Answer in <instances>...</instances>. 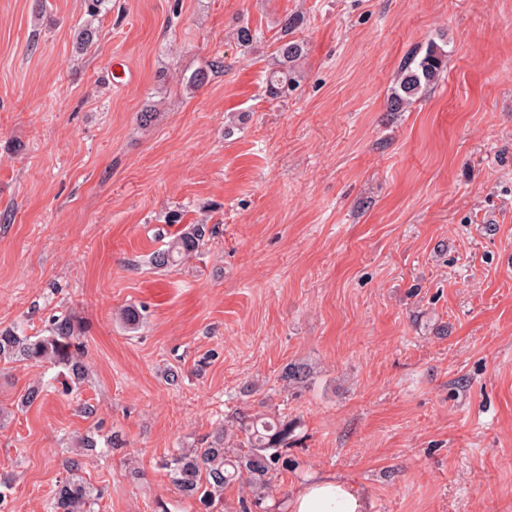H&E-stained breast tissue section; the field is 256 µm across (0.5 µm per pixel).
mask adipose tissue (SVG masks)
Wrapping results in <instances>:
<instances>
[{"label":"adipose tissue","instance_id":"1","mask_svg":"<svg viewBox=\"0 0 512 512\" xmlns=\"http://www.w3.org/2000/svg\"><path fill=\"white\" fill-rule=\"evenodd\" d=\"M289 512H370L368 499L333 474L302 484L287 504Z\"/></svg>","mask_w":512,"mask_h":512}]
</instances>
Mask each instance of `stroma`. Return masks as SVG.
I'll list each match as a JSON object with an SVG mask.
<instances>
[{"instance_id": "stroma-1", "label": "stroma", "mask_w": 512, "mask_h": 512, "mask_svg": "<svg viewBox=\"0 0 512 512\" xmlns=\"http://www.w3.org/2000/svg\"><path fill=\"white\" fill-rule=\"evenodd\" d=\"M292 14L304 54L276 99ZM430 41L446 69L390 111ZM173 213L215 232L156 270ZM61 313L77 391L18 409L58 370L0 364V512H47L71 458L94 512H201L164 461L255 413L293 424L299 462L263 512L325 473L373 512H512V0H0V329ZM301 24L297 15H287L280 21L281 34L266 74L267 92L276 98L287 96L288 91L296 85L295 65L303 54L304 42L288 36L293 35L292 32Z\"/></svg>"}]
</instances>
